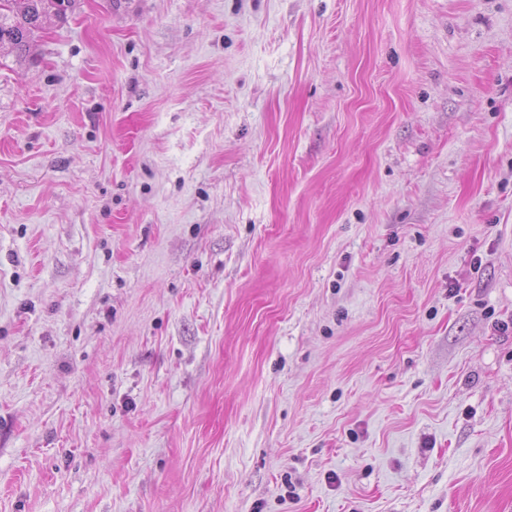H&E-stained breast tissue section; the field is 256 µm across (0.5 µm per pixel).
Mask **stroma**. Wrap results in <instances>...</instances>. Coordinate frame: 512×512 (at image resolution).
<instances>
[{
	"mask_svg": "<svg viewBox=\"0 0 512 512\" xmlns=\"http://www.w3.org/2000/svg\"><path fill=\"white\" fill-rule=\"evenodd\" d=\"M0 512H512V0L0 48Z\"/></svg>",
	"mask_w": 512,
	"mask_h": 512,
	"instance_id": "35a3bbf8",
	"label": "stroma"
}]
</instances>
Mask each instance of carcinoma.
<instances>
[{"label": "carcinoma", "mask_w": 512, "mask_h": 512, "mask_svg": "<svg viewBox=\"0 0 512 512\" xmlns=\"http://www.w3.org/2000/svg\"><path fill=\"white\" fill-rule=\"evenodd\" d=\"M75 4L67 0L62 8L58 0H0V45L8 44L20 54L30 52L43 20L51 15L64 20Z\"/></svg>", "instance_id": "1"}]
</instances>
